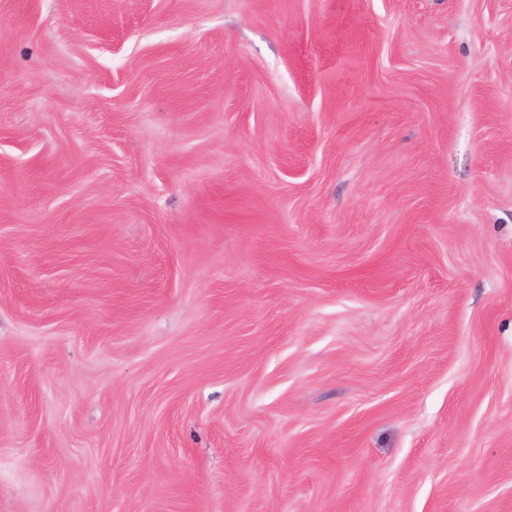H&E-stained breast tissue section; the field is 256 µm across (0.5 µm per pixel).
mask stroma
<instances>
[{
	"instance_id": "stroma-1",
	"label": "stroma",
	"mask_w": 512,
	"mask_h": 512,
	"mask_svg": "<svg viewBox=\"0 0 512 512\" xmlns=\"http://www.w3.org/2000/svg\"><path fill=\"white\" fill-rule=\"evenodd\" d=\"M0 512H512V0H0Z\"/></svg>"
}]
</instances>
